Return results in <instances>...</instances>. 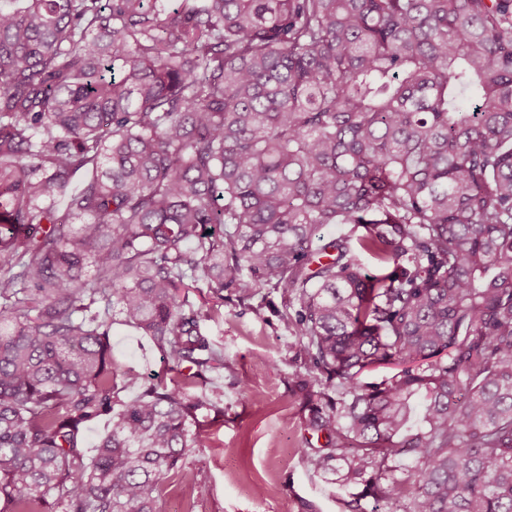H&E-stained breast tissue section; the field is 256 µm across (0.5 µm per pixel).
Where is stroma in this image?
<instances>
[{"label": "stroma", "instance_id": "stroma-1", "mask_svg": "<svg viewBox=\"0 0 512 512\" xmlns=\"http://www.w3.org/2000/svg\"><path fill=\"white\" fill-rule=\"evenodd\" d=\"M285 311L279 294L229 292L220 317L206 323L224 350V366L194 392L222 400L224 414L205 412L210 444L188 457L196 482L190 488L163 482L160 512H345V492L300 453L309 436L308 412L292 389L301 366L288 345ZM110 342L121 398H134L142 380L165 374L150 340L117 315ZM258 484L266 495H255Z\"/></svg>", "mask_w": 512, "mask_h": 512}]
</instances>
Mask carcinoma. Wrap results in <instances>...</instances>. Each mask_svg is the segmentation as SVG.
Instances as JSON below:
<instances>
[{"label":"carcinoma","mask_w":512,"mask_h":512,"mask_svg":"<svg viewBox=\"0 0 512 512\" xmlns=\"http://www.w3.org/2000/svg\"><path fill=\"white\" fill-rule=\"evenodd\" d=\"M233 287L349 512H512V0H0V512L193 486ZM115 309L179 378L118 395Z\"/></svg>","instance_id":"1"}]
</instances>
